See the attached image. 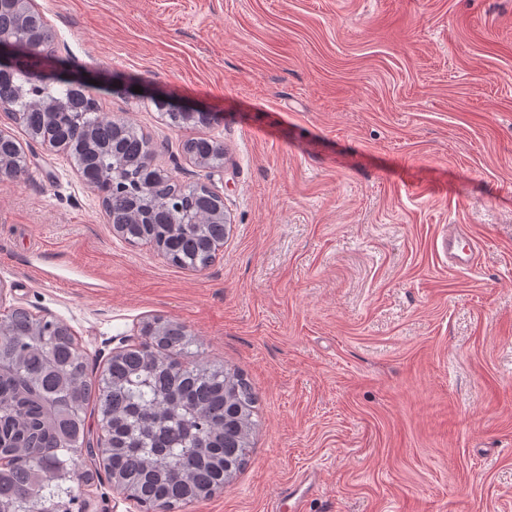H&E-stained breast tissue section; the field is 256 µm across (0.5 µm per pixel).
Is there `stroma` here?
I'll return each instance as SVG.
<instances>
[{
    "label": "stroma",
    "mask_w": 512,
    "mask_h": 512,
    "mask_svg": "<svg viewBox=\"0 0 512 512\" xmlns=\"http://www.w3.org/2000/svg\"><path fill=\"white\" fill-rule=\"evenodd\" d=\"M154 165L224 199L201 270L112 233L60 149L6 112L7 303L67 324L90 378L155 317L257 394L245 467L184 512H512V0H34ZM210 113L168 126L160 102ZM224 145L220 166L184 140ZM481 258L449 268L448 227ZM90 512H135L86 459ZM27 173L24 153L11 136L0 137V176L18 178ZM310 491L311 483L302 491L301 488L297 487H284L281 492L278 493L270 512H281L284 503L290 501H292L290 505L292 512H306V502Z\"/></svg>",
    "instance_id": "1"
}]
</instances>
